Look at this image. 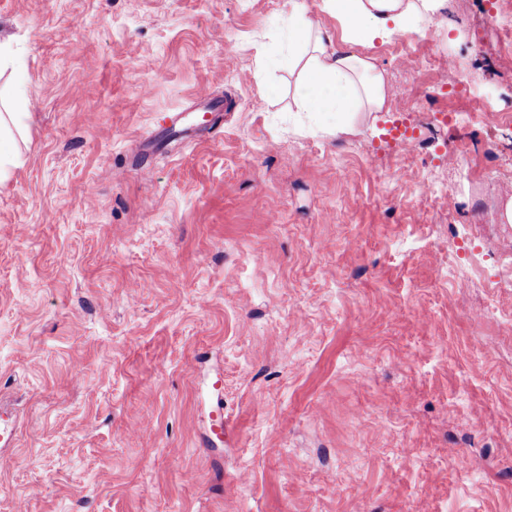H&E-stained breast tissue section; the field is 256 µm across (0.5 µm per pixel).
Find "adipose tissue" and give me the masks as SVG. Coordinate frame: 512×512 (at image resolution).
I'll list each match as a JSON object with an SVG mask.
<instances>
[{"instance_id":"ef3b65f1","label":"adipose tissue","mask_w":512,"mask_h":512,"mask_svg":"<svg viewBox=\"0 0 512 512\" xmlns=\"http://www.w3.org/2000/svg\"><path fill=\"white\" fill-rule=\"evenodd\" d=\"M445 6L446 0H324L325 9L343 24L341 49L327 31L293 19L288 54L299 69L298 107L305 112L339 114L341 132L353 128L358 113L383 111L388 99L385 71L372 58L349 52V45L407 31ZM30 118L19 100L0 113V182L21 162L15 135L27 128Z\"/></svg>"}]
</instances>
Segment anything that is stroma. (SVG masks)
Here are the masks:
<instances>
[{"mask_svg": "<svg viewBox=\"0 0 512 512\" xmlns=\"http://www.w3.org/2000/svg\"><path fill=\"white\" fill-rule=\"evenodd\" d=\"M490 11L355 45L391 100L339 132L288 68L322 0H0V512H512V129L448 95L512 105ZM24 109V102L15 100L10 103L11 112L0 113V182L6 179L12 167L21 163L15 132L20 133L28 127L31 112H20ZM18 440V428L17 424H11L5 420H3V408H0V462L2 464L1 468L6 467L7 465H11L12 457L11 455L5 453L3 449L13 448Z\"/></svg>", "mask_w": 512, "mask_h": 512, "instance_id": "obj_1", "label": "stroma"}]
</instances>
